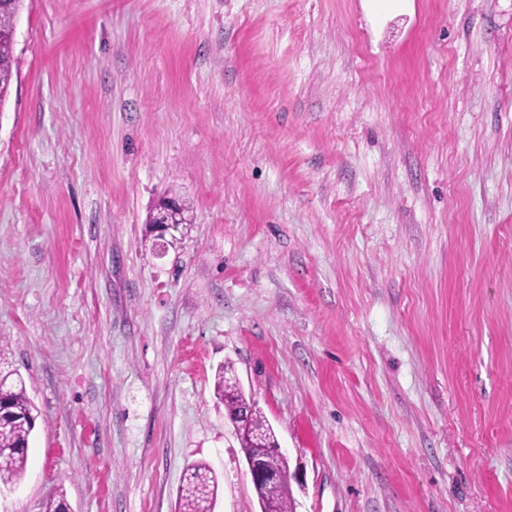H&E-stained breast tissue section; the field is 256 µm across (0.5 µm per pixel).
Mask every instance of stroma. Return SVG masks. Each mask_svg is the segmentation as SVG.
<instances>
[{"instance_id":"obj_1","label":"stroma","mask_w":512,"mask_h":512,"mask_svg":"<svg viewBox=\"0 0 512 512\" xmlns=\"http://www.w3.org/2000/svg\"><path fill=\"white\" fill-rule=\"evenodd\" d=\"M0 344L38 419L0 512H512V0H24ZM191 223L158 254L148 220ZM185 213L181 202L176 198H167L158 202L148 224L160 250L173 243L166 238L169 234L173 239L171 230L177 228L179 224H188ZM214 391L216 397L224 403V412L235 429L240 448L244 458L254 455L257 452V440L264 442L267 448H276L278 440L272 427L267 423L265 417L257 410L251 401L248 400L236 382V375L233 366L230 364L220 365L215 373ZM251 406V412L247 417V410L238 415L243 420H236L237 414L245 407ZM218 481L208 466L198 463L184 472L175 512H213Z\"/></svg>"}]
</instances>
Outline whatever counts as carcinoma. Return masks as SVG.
<instances>
[{
	"mask_svg": "<svg viewBox=\"0 0 512 512\" xmlns=\"http://www.w3.org/2000/svg\"><path fill=\"white\" fill-rule=\"evenodd\" d=\"M22 2L0 0V105L6 101L11 88L7 77L14 74V41L5 33L15 28ZM214 391L224 403L225 415L233 423L244 457L257 452V441L260 440L270 448L265 454L266 465L271 469L288 470L286 458L272 451L278 444L275 432L237 384L232 365L223 364L217 368ZM245 407L251 408L249 416L236 419ZM36 420V408L21 375L5 365L4 358L0 357V488L13 486L23 475ZM217 492L218 481L210 468L203 463L191 465L184 472L175 512H213ZM264 495L271 500L275 512H295L293 493L266 490Z\"/></svg>",
	"mask_w": 512,
	"mask_h": 512,
	"instance_id": "carcinoma-1",
	"label": "carcinoma"
}]
</instances>
